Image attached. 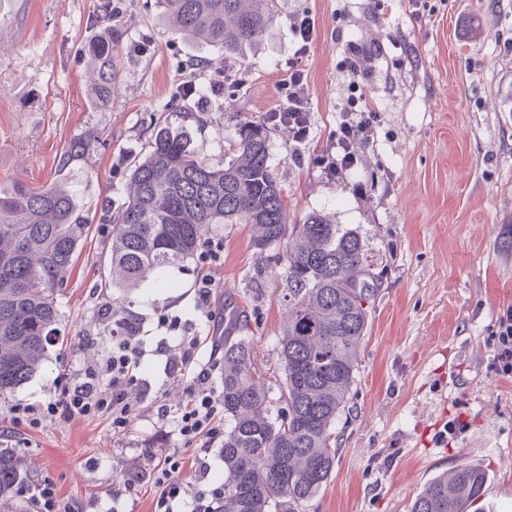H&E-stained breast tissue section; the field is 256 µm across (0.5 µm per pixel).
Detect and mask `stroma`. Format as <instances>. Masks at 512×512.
<instances>
[{
	"label": "stroma",
	"mask_w": 512,
	"mask_h": 512,
	"mask_svg": "<svg viewBox=\"0 0 512 512\" xmlns=\"http://www.w3.org/2000/svg\"><path fill=\"white\" fill-rule=\"evenodd\" d=\"M0 0V189L56 181L78 190L86 220L78 257L54 291L64 340L30 380L0 395V443L21 449L29 477L49 478L66 500L112 506L114 481L141 449L164 456L177 441L149 402L132 408V427L112 432L109 416L57 415L37 424L10 408L60 397L70 376L112 346L98 311L112 243L109 215L126 201L129 157L147 153L157 121L186 124L211 162L236 144L241 126L282 106L279 86L301 13L316 21L303 58L311 131L292 141L266 125L270 164L288 194V221L326 214L358 231L383 279L360 348L352 410L336 425L338 453L327 486L306 512H408L434 476L463 463L487 468L480 512H512V374L495 360L496 331L512 316V0H276L277 15L243 53L194 45L161 19L158 0ZM119 43L110 92L97 94L90 62L97 45ZM376 109L371 140L356 141L357 166L327 177L318 163L336 132L350 78L338 70L349 42ZM229 71L221 91L209 86ZM186 80L207 92L186 99ZM191 120H182V113ZM84 142V156L67 158ZM219 263L200 258L170 269L175 288L145 282L131 309L155 330L160 313L209 324L194 284L212 275L216 307L234 296L245 309L257 363L278 364L288 311L278 268L254 247L245 224H222ZM96 337L93 347L83 337ZM138 375L171 409L186 399L163 359Z\"/></svg>",
	"instance_id": "35a3bbf8"
}]
</instances>
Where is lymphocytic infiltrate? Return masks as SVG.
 Returning a JSON list of instances; mask_svg holds the SVG:
<instances>
[{
    "instance_id": "1",
    "label": "lymphocytic infiltrate",
    "mask_w": 512,
    "mask_h": 512,
    "mask_svg": "<svg viewBox=\"0 0 512 512\" xmlns=\"http://www.w3.org/2000/svg\"><path fill=\"white\" fill-rule=\"evenodd\" d=\"M364 52L360 44H348L339 65L340 70L351 77L352 95L347 106L339 111L333 143L336 157L325 164L327 175L333 178L356 165L358 156L353 151V142L372 131L375 110L366 99L367 75L358 66V59ZM306 85L304 68L300 61H293L283 85L287 106L264 115L265 122L287 127L297 143L306 141L310 135ZM158 325L169 330L182 328L177 344H170L168 337L162 336L155 348H148L140 327L132 326L122 335L113 337L111 350L95 364L78 370L60 398L19 404L14 412L24 415L33 424L45 412L64 417L106 413L112 417L113 431L125 432L130 424L129 390L137 379L142 360L148 352H155L164 358L166 377L185 385L188 400L177 411H170L160 399L152 401L158 422L169 428L181 446L161 459L156 458L153 449H142L140 465L121 481L113 483L112 504L117 507L130 495L150 492L154 495V512H216L224 489L212 486L208 480V450L202 442L213 433L224 403L212 385V366L197 358L201 338L193 333L191 325L183 324L180 317L166 314L159 317ZM184 471L192 473V483L179 481L178 476ZM17 495L29 503L32 512H99L97 501L61 499L55 484L46 478L20 486Z\"/></svg>"
}]
</instances>
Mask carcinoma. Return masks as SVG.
<instances>
[{"mask_svg": "<svg viewBox=\"0 0 512 512\" xmlns=\"http://www.w3.org/2000/svg\"><path fill=\"white\" fill-rule=\"evenodd\" d=\"M181 36L238 54L275 17L274 0H161ZM93 74L112 89V42ZM262 124L248 122L229 158L201 157L186 126L158 124L149 152L130 167L128 200L113 215L109 274L128 294L204 250L218 224H247L260 250L278 248L288 318L273 372L256 366L238 319L224 338L223 512H303L336 464V421L349 410L358 352L381 287L359 232L318 212L288 223L284 192L269 163ZM84 225L63 182L0 192V394L28 381L62 340L56 288L77 258ZM27 480L18 448H0V503ZM488 469L461 464L430 480L410 512H468Z\"/></svg>", "mask_w": 512, "mask_h": 512, "instance_id": "carcinoma-1", "label": "carcinoma"}]
</instances>
